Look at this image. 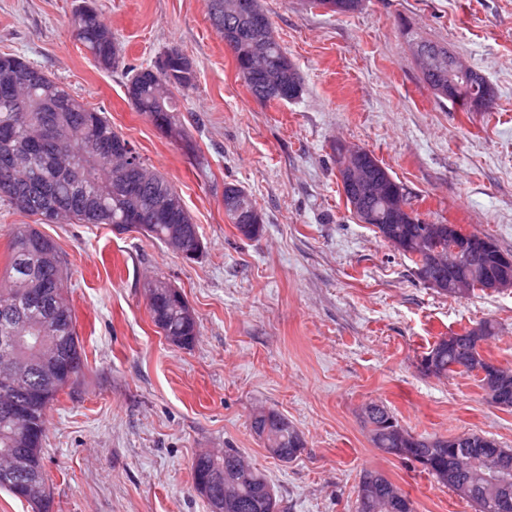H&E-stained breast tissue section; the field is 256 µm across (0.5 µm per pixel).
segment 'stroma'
<instances>
[{"label":"stroma","mask_w":512,"mask_h":512,"mask_svg":"<svg viewBox=\"0 0 512 512\" xmlns=\"http://www.w3.org/2000/svg\"><path fill=\"white\" fill-rule=\"evenodd\" d=\"M79 0H0V53L25 57L105 112L182 197L199 259L137 232L44 224L84 346V376L48 414L51 512H210L193 486L202 453L237 449L268 475L280 512H355L363 470L384 474L417 512H475L419 465L373 447L361 421L384 405L408 431L476 433L512 448V408L487 403L476 377L432 378L419 359L438 337L489 319L484 350L512 368V290L440 295L414 264L358 221L336 177L333 143L368 148L434 224H461L512 253V0H364L332 14L306 0H261L298 67L296 102L257 101L215 31L208 0H99L122 47L105 70L78 42ZM441 43L494 91L462 112L423 85L413 42ZM178 48L196 71L180 95L184 138L127 101L131 68ZM244 188L265 223L253 240L224 214ZM177 288L200 329L193 349L154 325L145 285ZM273 409L305 446L284 463L250 430Z\"/></svg>","instance_id":"obj_1"}]
</instances>
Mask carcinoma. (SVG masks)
Masks as SVG:
<instances>
[{
    "mask_svg": "<svg viewBox=\"0 0 512 512\" xmlns=\"http://www.w3.org/2000/svg\"><path fill=\"white\" fill-rule=\"evenodd\" d=\"M86 2L91 5V10L79 18L72 17V29L77 31L76 39L89 50L95 63L102 69H112L120 63L121 47L102 18L96 0ZM230 2L232 0H211L210 18L217 32L228 39V48L238 73L251 94L257 100L265 101L258 93L262 76L246 69L252 49L260 44L269 63L296 75L297 81L287 88L280 101L290 103L299 99L303 93L302 76L275 39L272 23L260 0H243L246 7L238 11L227 7ZM310 4L334 14H345L358 10L362 0H310ZM195 77L194 66L185 55L171 56L166 51L154 65L130 71L126 96L134 100L135 111L149 117L157 129L170 137L181 138L184 131L177 115L176 94L190 89ZM450 79L465 87L475 108H469L465 102L448 99ZM421 81L438 100L448 99L464 112H477L484 98H494L491 86L474 71L464 76L455 74L451 78L445 73L423 74ZM49 92L59 95L65 126L58 149H41L42 154L50 159L53 153H58L63 167L55 172L41 159L27 155L31 137L38 130L40 116L51 111L46 100ZM16 98L26 102L29 111L15 112L9 104L0 101V138L10 132L14 134L11 148L0 146V171L14 166L15 181L28 200L20 206L14 197L0 194L1 201L19 212L41 215L46 202L42 192L44 175L49 174L51 200L59 204L64 223L104 224L116 228L121 234L126 229L119 220L125 214L160 201L168 208L171 219L165 224L147 225V236L172 247L171 229L174 225L182 224L190 232L198 228L179 193L145 162L139 152H134L133 160L143 166L146 177L133 192L115 182L104 163L95 159L97 152L107 151L117 142L129 143L112 128V122L104 113L88 107L64 85L35 67L31 68L28 79L19 82ZM370 166L372 174L387 182L391 190L404 191L381 160L373 158ZM3 274L10 277V281L9 286L0 287V323L10 320L16 335L32 337V343L22 352L27 363L26 380L13 395L26 412V417L20 419L6 409V402L0 397V457L13 454L20 463L14 480L8 486L0 483V491L13 496L20 483L47 482L43 442L48 412L59 400L61 392L68 388L64 372L47 370L43 353L54 350L57 363L62 365L72 361L81 366L84 365L85 354L76 331L72 305L62 288L68 277V268L51 238L30 224L12 230ZM146 288L153 299L149 313L154 325L174 346L192 348L199 328L186 300L175 298L178 289L159 278L147 283ZM483 358L482 347L463 331L450 340L439 337L421 356V362L429 363L437 377L446 378L461 372H474ZM370 407L372 411L363 417V424L375 448L422 465L423 471L438 483L471 501L475 512H512V483L502 494H486L473 484L472 472L454 468L458 448L447 438L418 435L409 442L399 443L390 431L391 427L399 425L395 416L384 406L372 403ZM250 428L255 435L265 436V447L279 449L276 458L280 461L290 462L300 453L302 436L299 430L277 411H270L267 418L252 414ZM488 452L490 448L478 434L473 435V441L466 446L467 455L475 463L481 462ZM240 458L242 455L234 448L224 449L222 456H197L191 466L194 487L204 484L207 476L215 471L226 473L234 469ZM363 476L369 478L370 490L367 495L357 493L356 512H415L410 497L399 492L383 474L366 470ZM268 486L267 476L252 468L249 477L234 487L237 512H255V502Z\"/></svg>",
    "mask_w": 512,
    "mask_h": 512,
    "instance_id": "carcinoma-1",
    "label": "carcinoma"
}]
</instances>
